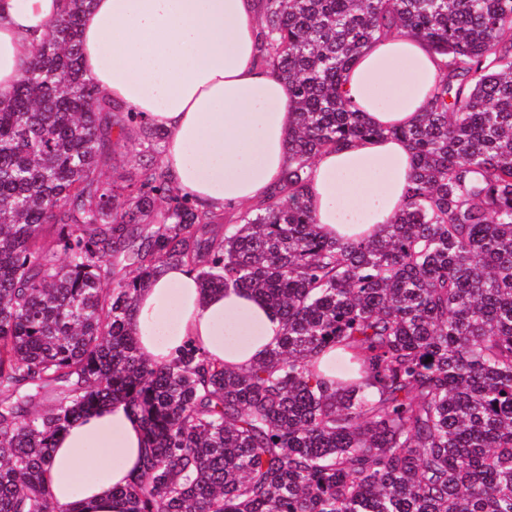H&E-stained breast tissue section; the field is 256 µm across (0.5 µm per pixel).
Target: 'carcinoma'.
<instances>
[{
  "instance_id": "carcinoma-1",
  "label": "carcinoma",
  "mask_w": 512,
  "mask_h": 512,
  "mask_svg": "<svg viewBox=\"0 0 512 512\" xmlns=\"http://www.w3.org/2000/svg\"><path fill=\"white\" fill-rule=\"evenodd\" d=\"M91 2L67 0L0 101V512H58L55 438L114 400L147 440L125 512H512V0H265L258 61L296 101L293 164L208 237L222 217L175 187L163 133L83 73ZM391 29L449 70L415 124L382 129L342 85ZM133 124L140 170L117 186L103 169ZM384 135L412 151L406 201L378 238L323 237L314 159ZM176 262L275 310L249 369L138 351V294ZM334 349L352 373L319 369ZM40 394L55 404L29 410Z\"/></svg>"
}]
</instances>
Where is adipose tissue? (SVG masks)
I'll use <instances>...</instances> for the list:
<instances>
[{
    "instance_id": "adipose-tissue-1",
    "label": "adipose tissue",
    "mask_w": 512,
    "mask_h": 512,
    "mask_svg": "<svg viewBox=\"0 0 512 512\" xmlns=\"http://www.w3.org/2000/svg\"><path fill=\"white\" fill-rule=\"evenodd\" d=\"M63 0H0V99L9 98ZM260 0H92L79 27L81 63L101 95L139 113L166 136L162 164L201 208L234 212L263 200L291 163L296 105L287 85L258 65ZM446 59L418 39L379 37L346 73L343 91L378 127L414 123ZM409 145L354 139L320 155L308 204L324 237L374 238L404 202ZM138 349L164 364L198 348L240 369L280 331L252 292H203L195 272L169 264L138 296ZM140 414L102 406L56 438L43 480L59 512H125L119 495L139 471Z\"/></svg>"
}]
</instances>
